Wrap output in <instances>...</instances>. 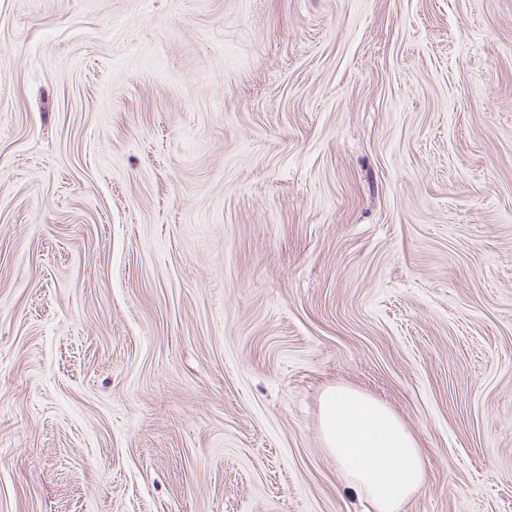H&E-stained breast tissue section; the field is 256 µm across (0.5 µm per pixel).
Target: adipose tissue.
<instances>
[{
	"mask_svg": "<svg viewBox=\"0 0 512 512\" xmlns=\"http://www.w3.org/2000/svg\"><path fill=\"white\" fill-rule=\"evenodd\" d=\"M321 431L347 488L365 502V512H401L426 482L415 439L385 405L361 391H326Z\"/></svg>",
	"mask_w": 512,
	"mask_h": 512,
	"instance_id": "obj_1",
	"label": "adipose tissue"
}]
</instances>
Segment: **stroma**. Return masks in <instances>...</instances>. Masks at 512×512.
<instances>
[{
    "label": "stroma",
    "instance_id": "1",
    "mask_svg": "<svg viewBox=\"0 0 512 512\" xmlns=\"http://www.w3.org/2000/svg\"><path fill=\"white\" fill-rule=\"evenodd\" d=\"M512 512V0H0V512ZM324 443L364 512H400L425 484L415 439L382 403L355 389H330L321 401Z\"/></svg>",
    "mask_w": 512,
    "mask_h": 512
}]
</instances>
